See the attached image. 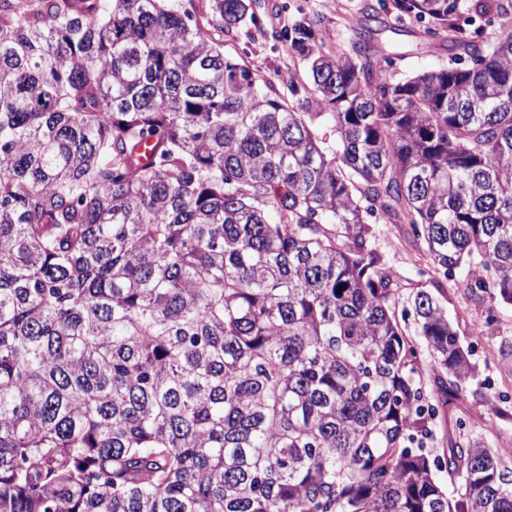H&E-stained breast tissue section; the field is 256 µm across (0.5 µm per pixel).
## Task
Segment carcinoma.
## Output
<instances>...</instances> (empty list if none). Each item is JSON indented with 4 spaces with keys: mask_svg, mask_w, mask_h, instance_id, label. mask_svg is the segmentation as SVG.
<instances>
[{
    "mask_svg": "<svg viewBox=\"0 0 512 512\" xmlns=\"http://www.w3.org/2000/svg\"><path fill=\"white\" fill-rule=\"evenodd\" d=\"M395 3L447 64L301 18L287 98L224 54L258 0H0V512H512L482 439L430 449L475 366L373 247L512 305V0Z\"/></svg>",
    "mask_w": 512,
    "mask_h": 512,
    "instance_id": "cac0c4a2",
    "label": "carcinoma"
}]
</instances>
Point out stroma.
Instances as JSON below:
<instances>
[{"mask_svg":"<svg viewBox=\"0 0 512 512\" xmlns=\"http://www.w3.org/2000/svg\"><path fill=\"white\" fill-rule=\"evenodd\" d=\"M364 2L262 0L260 27L247 26L237 36L225 38L224 51L257 67L280 91H287L290 79L301 76L302 70L289 57L286 43L274 39V32L292 19L317 17L321 20L326 51L332 52L339 47L347 49L351 46L352 29ZM384 2L388 6V18L397 19L404 30L400 36L386 33L381 37L389 47L400 48L404 53L403 58L395 62L398 75H410L447 62L448 56L443 50L423 43L420 25L414 18L398 16L392 6L393 0ZM374 242L376 250L406 289L421 286L440 300L476 366V379L467 385L453 411L436 418L434 448L443 450L449 439L458 437L464 429L481 435L499 451L506 465L512 467V372L502 366L498 355L500 339L512 337V305L499 304L491 308L475 300L462 285L463 271H456L450 278L430 276L427 272L429 259L422 244L408 243L393 225L375 224ZM492 392L508 393L509 400L504 404L507 418L496 420L495 429L490 432L485 427L487 417L482 398Z\"/></svg>","mask_w":512,"mask_h":512,"instance_id":"obj_1","label":"stroma"}]
</instances>
